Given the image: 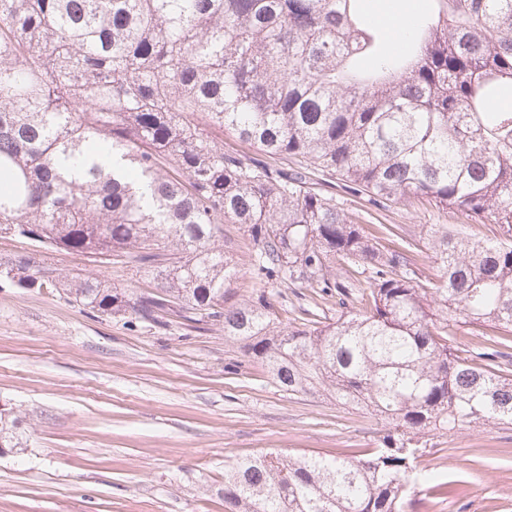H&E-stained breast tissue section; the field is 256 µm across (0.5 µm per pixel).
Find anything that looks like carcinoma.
<instances>
[{
    "label": "carcinoma",
    "instance_id": "carcinoma-1",
    "mask_svg": "<svg viewBox=\"0 0 512 512\" xmlns=\"http://www.w3.org/2000/svg\"><path fill=\"white\" fill-rule=\"evenodd\" d=\"M356 2L0 0V236L119 252L158 292L77 274L75 301L219 321L281 390L327 392L384 428L359 456L236 459L225 512H405L415 484L444 487L422 465L431 433L512 425V0H443L406 54ZM207 126L304 163L245 161ZM316 174L497 229L382 224L386 247ZM226 223L248 233L255 278L336 298V320L285 323L264 290L226 305L241 273ZM2 275L57 286L27 263ZM466 326L499 334L461 357Z\"/></svg>",
    "mask_w": 512,
    "mask_h": 512
}]
</instances>
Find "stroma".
Wrapping results in <instances>:
<instances>
[{"label": "stroma", "mask_w": 512, "mask_h": 512, "mask_svg": "<svg viewBox=\"0 0 512 512\" xmlns=\"http://www.w3.org/2000/svg\"><path fill=\"white\" fill-rule=\"evenodd\" d=\"M437 0H359L370 26L392 32L438 9ZM363 227L468 222L428 199L375 208L342 181L325 182ZM31 262L46 276L96 275L137 290L136 263L38 250L0 237V262ZM0 408L20 450L0 456V512H224V467L271 449L358 455L376 447L369 412L323 395H291L261 363L226 340L222 323L159 324L106 316L62 288L0 278ZM426 461L448 497L420 487L406 512H512V425L434 435Z\"/></svg>", "instance_id": "obj_1"}]
</instances>
